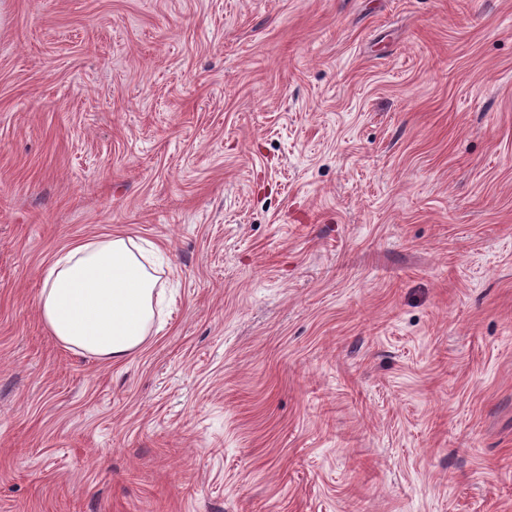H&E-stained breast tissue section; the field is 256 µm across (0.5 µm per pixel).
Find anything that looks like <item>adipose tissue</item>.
I'll list each match as a JSON object with an SVG mask.
<instances>
[{
    "instance_id": "ef3b65f1",
    "label": "adipose tissue",
    "mask_w": 512,
    "mask_h": 512,
    "mask_svg": "<svg viewBox=\"0 0 512 512\" xmlns=\"http://www.w3.org/2000/svg\"><path fill=\"white\" fill-rule=\"evenodd\" d=\"M161 277L132 238L71 245L48 267L39 312L64 347L118 362L141 350L154 325Z\"/></svg>"
}]
</instances>
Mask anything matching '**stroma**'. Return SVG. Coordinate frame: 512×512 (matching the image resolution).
<instances>
[{
    "mask_svg": "<svg viewBox=\"0 0 512 512\" xmlns=\"http://www.w3.org/2000/svg\"><path fill=\"white\" fill-rule=\"evenodd\" d=\"M0 512H512V0H0ZM161 285L139 244L105 235L79 241L54 260L42 281L39 312L64 347L118 362L140 351L150 335Z\"/></svg>",
    "mask_w": 512,
    "mask_h": 512,
    "instance_id": "stroma-1",
    "label": "stroma"
}]
</instances>
